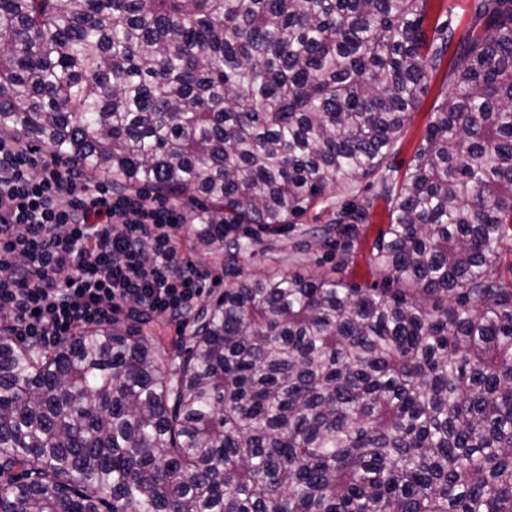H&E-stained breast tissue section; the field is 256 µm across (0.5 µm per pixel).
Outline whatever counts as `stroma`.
Listing matches in <instances>:
<instances>
[{
	"mask_svg": "<svg viewBox=\"0 0 512 512\" xmlns=\"http://www.w3.org/2000/svg\"><path fill=\"white\" fill-rule=\"evenodd\" d=\"M471 3L472 0H429L426 27L445 21L454 28L456 36L465 35L471 21ZM450 88L446 68L430 74L420 106L411 114L394 145L390 164L396 175L404 174L423 141L434 105ZM353 204L367 205L365 221L339 223L341 212ZM389 222L388 208L378 196V179L371 176L358 181L353 188H338L324 203L284 231L267 233L254 224L238 226L232 233L240 244L238 251L218 255L198 250L191 233L184 229L177 241L181 253L201 269L209 271L218 265L224 268L223 279L205 281L196 300L197 305L203 306L223 294L238 276H263L282 270L326 274L362 288L384 287L385 277L372 266L370 250Z\"/></svg>",
	"mask_w": 512,
	"mask_h": 512,
	"instance_id": "35a3bbf8",
	"label": "stroma"
}]
</instances>
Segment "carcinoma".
Masks as SVG:
<instances>
[{"label":"carcinoma","mask_w":512,"mask_h":512,"mask_svg":"<svg viewBox=\"0 0 512 512\" xmlns=\"http://www.w3.org/2000/svg\"><path fill=\"white\" fill-rule=\"evenodd\" d=\"M427 2L0 0V134L191 201L218 254L377 175L396 284L244 276L170 349L136 316L0 333V512H512V0L457 41ZM440 68L429 75L427 91L422 97L420 106L411 114L402 133L394 145L393 155L389 160L394 176L404 174L410 164L415 150L423 142L427 124L429 122L433 106L438 105L442 98L451 89V77L447 74L448 58Z\"/></svg>","instance_id":"obj_1"}]
</instances>
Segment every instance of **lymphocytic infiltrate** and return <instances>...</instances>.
Masks as SVG:
<instances>
[{"mask_svg": "<svg viewBox=\"0 0 512 512\" xmlns=\"http://www.w3.org/2000/svg\"><path fill=\"white\" fill-rule=\"evenodd\" d=\"M173 203L112 193L0 137V330L48 346L123 311L180 325L204 271L178 252Z\"/></svg>", "mask_w": 512, "mask_h": 512, "instance_id": "lymphocytic-infiltrate-1", "label": "lymphocytic infiltrate"}]
</instances>
